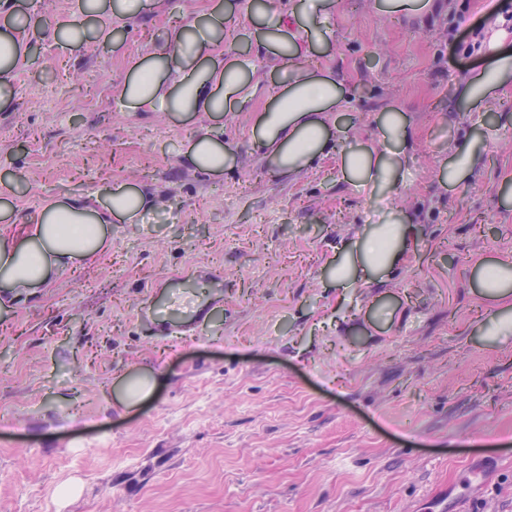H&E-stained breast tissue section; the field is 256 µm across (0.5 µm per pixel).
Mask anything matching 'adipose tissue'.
Masks as SVG:
<instances>
[{
    "instance_id": "adipose-tissue-1",
    "label": "adipose tissue",
    "mask_w": 512,
    "mask_h": 512,
    "mask_svg": "<svg viewBox=\"0 0 512 512\" xmlns=\"http://www.w3.org/2000/svg\"><path fill=\"white\" fill-rule=\"evenodd\" d=\"M328 8V0H298L288 14L287 27L268 29L258 40L259 45L279 47L290 73L287 86L257 116L251 136L254 149L270 170L281 176L301 172L324 152L329 142L326 114L342 99L341 85L332 74L306 66L294 35L295 30L305 31L312 46L325 40ZM238 22L234 11L219 7L175 30L167 51L135 65L119 89L120 102L156 106L166 112L227 111L243 99L254 73L237 63L218 67L212 63L211 53L219 46L217 32ZM506 38V30L499 28L483 40L479 53L484 65L459 86L457 109H482L499 87L512 80V53L503 47ZM172 57L181 58L183 64L171 79L164 62ZM378 127L375 146L349 150L344 158L350 181L366 188L396 183L410 140L408 125L399 111L385 109ZM231 157L223 141L206 131L191 142L185 154L187 164L212 173L221 172ZM152 204L151 197L142 191L120 188L96 201L72 196L44 205L18 233L0 235V294L16 301L37 295L66 269L102 254L110 245L113 219L134 218ZM411 243L404 212L389 206L385 222L360 231L337 263V287L349 288L377 276L397 263ZM476 286L481 297L497 304L487 319L489 335H511L512 261L480 266Z\"/></svg>"
}]
</instances>
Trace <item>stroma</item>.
I'll return each instance as SVG.
<instances>
[{
	"label": "stroma",
	"instance_id": "35a3bbf8",
	"mask_svg": "<svg viewBox=\"0 0 512 512\" xmlns=\"http://www.w3.org/2000/svg\"><path fill=\"white\" fill-rule=\"evenodd\" d=\"M250 0H147L133 16L79 0H0L23 17L26 60L0 108V210L31 220L51 199L141 189L155 206L114 221L111 245L0 313V512H512V335L484 334L493 301L477 266L512 258V83L455 112L483 66L478 44L501 0H435L413 20L376 0H330L315 48L343 100L330 143L299 174L265 176L250 131L288 81L277 47L257 48L275 13ZM224 6L243 25L213 52L256 68L229 112L120 106L132 66L177 22ZM85 19L79 46L54 37ZM411 132L398 187L349 183L342 152L370 144L383 108ZM210 130L234 153L222 173L184 153ZM483 153L448 181L455 144ZM396 197L417 242L369 282L337 287L341 245ZM191 275L201 321L171 334L157 300ZM155 380L129 406L124 380ZM485 483L469 488L472 468Z\"/></svg>",
	"mask_w": 512,
	"mask_h": 512
}]
</instances>
